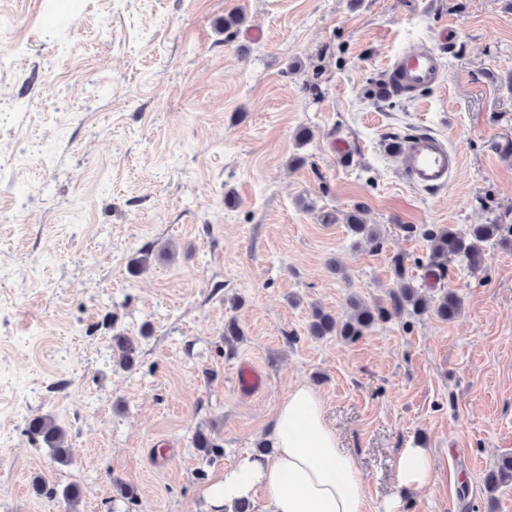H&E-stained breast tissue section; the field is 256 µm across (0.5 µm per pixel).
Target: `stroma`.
Listing matches in <instances>:
<instances>
[{
  "label": "stroma",
  "instance_id": "stroma-1",
  "mask_svg": "<svg viewBox=\"0 0 512 512\" xmlns=\"http://www.w3.org/2000/svg\"><path fill=\"white\" fill-rule=\"evenodd\" d=\"M48 2L0 0V512H67L72 485L79 512H211L209 484L299 384L372 501L416 443L437 478L402 512H512V483L485 485L512 455V0ZM421 41L441 84L381 96L391 57ZM421 132L459 157L444 188L412 186L386 150ZM358 206L381 247L350 232ZM448 224L502 231L480 268L452 256L428 277L423 232ZM398 257L461 315L310 335L314 307L388 302ZM116 332L139 343L131 369ZM244 362L265 378L249 397ZM46 413L68 463L25 431ZM199 429L223 457L203 458ZM40 474L56 497L32 491ZM117 481L137 500H114ZM236 382L238 391L243 395H249L261 389L264 377L258 367L244 362L237 369Z\"/></svg>",
  "mask_w": 512,
  "mask_h": 512
}]
</instances>
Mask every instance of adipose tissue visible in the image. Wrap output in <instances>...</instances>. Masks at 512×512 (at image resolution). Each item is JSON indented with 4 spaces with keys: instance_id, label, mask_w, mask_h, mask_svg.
I'll use <instances>...</instances> for the list:
<instances>
[{
    "instance_id": "adipose-tissue-1",
    "label": "adipose tissue",
    "mask_w": 512,
    "mask_h": 512,
    "mask_svg": "<svg viewBox=\"0 0 512 512\" xmlns=\"http://www.w3.org/2000/svg\"><path fill=\"white\" fill-rule=\"evenodd\" d=\"M268 440L270 454L241 457L210 486L214 512L240 499L250 500L257 512H400L404 496L423 490L436 477L426 448L399 449L395 494L371 503L355 457L341 448L320 395L305 385L294 387L278 405Z\"/></svg>"
}]
</instances>
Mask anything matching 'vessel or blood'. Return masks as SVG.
Instances as JSON below:
<instances>
[{
	"label": "vessel or blood",
	"instance_id": "vessel-or-blood-1",
	"mask_svg": "<svg viewBox=\"0 0 512 512\" xmlns=\"http://www.w3.org/2000/svg\"><path fill=\"white\" fill-rule=\"evenodd\" d=\"M444 64L439 53L428 46H417L396 53L389 61L382 91L387 95H411L439 85ZM391 156L401 159L403 171L413 184L438 189L447 185L458 159L445 142L432 134H418L393 139ZM241 394L249 395L261 389L264 377L251 363H242L236 372Z\"/></svg>",
	"mask_w": 512,
	"mask_h": 512
}]
</instances>
